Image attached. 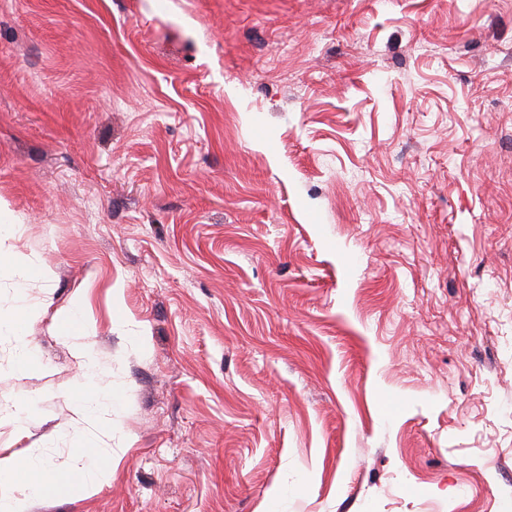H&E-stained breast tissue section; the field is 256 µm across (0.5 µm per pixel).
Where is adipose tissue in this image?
Listing matches in <instances>:
<instances>
[{"mask_svg": "<svg viewBox=\"0 0 512 512\" xmlns=\"http://www.w3.org/2000/svg\"><path fill=\"white\" fill-rule=\"evenodd\" d=\"M112 455L99 436L82 435L75 444L66 478L51 475L38 458L0 460V512H29L33 498L74 490L97 488L112 470Z\"/></svg>", "mask_w": 512, "mask_h": 512, "instance_id": "ef3b65f1", "label": "adipose tissue"}]
</instances>
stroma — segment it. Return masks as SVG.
<instances>
[{
	"instance_id": "1",
	"label": "stroma",
	"mask_w": 512,
	"mask_h": 512,
	"mask_svg": "<svg viewBox=\"0 0 512 512\" xmlns=\"http://www.w3.org/2000/svg\"><path fill=\"white\" fill-rule=\"evenodd\" d=\"M14 220L30 512H512V0H0ZM27 315V308L20 307L17 311V317L8 324H4L2 320H0V329L3 327H7L14 336H16L21 344L20 354L18 364L21 369L28 367L34 360L35 354L27 348L26 342L24 340L25 327H24V318ZM74 413L81 420L93 418L95 404L99 402V396L87 385L81 384L77 387L75 393ZM103 439L82 435L72 448L68 475L64 480L51 475L39 458L0 460V511L28 512L35 497L73 490L97 488L112 470V448L104 453Z\"/></svg>"
}]
</instances>
